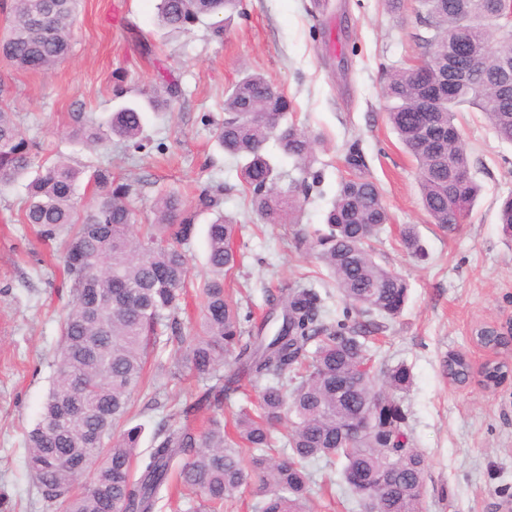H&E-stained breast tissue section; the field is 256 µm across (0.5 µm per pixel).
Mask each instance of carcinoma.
Here are the masks:
<instances>
[{
	"label": "carcinoma",
	"instance_id": "cac0c4a2",
	"mask_svg": "<svg viewBox=\"0 0 512 512\" xmlns=\"http://www.w3.org/2000/svg\"><path fill=\"white\" fill-rule=\"evenodd\" d=\"M79 0H11L0 54L26 71H48L68 57ZM239 0H160L158 18L172 32L188 33L201 18L235 9ZM420 22L433 29L424 40L420 81L413 67L386 74L384 93L391 101L389 121L415 159L423 206L436 226L455 232L472 210L479 186H461L452 170L470 168V158L456 135L427 141L422 116L435 112L444 127L458 128L461 107L484 112L503 141L512 142V88L503 89L502 58L512 55V36L498 32L491 0H423ZM471 48L476 67L458 79L451 97L432 89L448 78V45ZM182 97L177 83L112 112L107 125L75 116L74 133L99 146L112 137H141L144 112L170 108ZM291 102L260 74H247L224 100V122L216 142L242 160L243 179L252 209L268 224H284L298 208L294 194L276 186L277 172L265 155L274 139L282 153L310 171L317 138L289 125L275 129ZM348 175L339 183L327 212L326 229L310 241L348 304L344 319L326 321L320 295L299 282L279 289L272 299L277 314L258 324L230 301L224 281L241 263L232 243L240 224L218 215L207 225L208 276L200 286L204 305L197 334L188 336L179 319L183 290L190 276L184 250L195 234L196 211L215 210L218 198L206 191L196 206L175 192L154 201L155 221L135 223L133 184L112 179L104 168L88 178L96 202L81 212L76 198L83 171L63 159L38 157L37 145L0 106V186L27 180L21 220L48 239L65 235L64 270L71 301L54 355L55 378L40 421L27 436L26 467L46 503L59 502L64 512H158L172 478L201 496V512H223L224 501L243 485L261 486L255 512H308L313 494L307 463L337 458L349 489L376 501L379 512H420L424 494V456L410 446L405 414L395 392L411 381L409 368H389L382 386L374 384L366 339L380 329L372 315L397 317L408 299L406 280L376 260L373 242L389 213L377 184L364 174L358 143L344 157ZM401 243L414 255L422 248L414 228L401 232ZM172 347L176 378L183 368L213 385L196 403L173 412L189 417L203 406L221 407L234 381L219 374V365L234 357L242 372L259 386L258 409L239 411L234 432L224 431L213 416L200 428L159 423L150 448L138 451L141 427L129 426L132 395L144 384V370L159 347ZM455 384L471 378L467 359L457 354L443 365ZM509 371L493 361L482 382L493 387ZM358 392L340 393L349 380ZM368 424L356 434L355 419ZM293 416L291 432L278 438L283 418ZM100 436L88 444L89 433ZM81 458L94 466L90 481L75 489L84 475L68 461Z\"/></svg>",
	"mask_w": 512,
	"mask_h": 512
}]
</instances>
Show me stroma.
Masks as SVG:
<instances>
[{
	"mask_svg": "<svg viewBox=\"0 0 512 512\" xmlns=\"http://www.w3.org/2000/svg\"><path fill=\"white\" fill-rule=\"evenodd\" d=\"M158 0H82L70 55L45 73L23 71L0 56V104L15 112L44 154L64 156L138 189L139 223L151 222L159 193L194 202L221 190L220 209L241 229L234 247L245 260L228 277L227 293L255 315L268 295L301 279L315 288L331 317L345 302L299 229L323 228L324 214L346 174L344 155L358 143L366 174L379 186L391 221L380 253L405 277L402 314L382 320L370 339L372 374L405 364L411 384L400 399L415 448L425 457L422 512H506L512 505V378L497 389L461 387L444 375L448 355L481 359L472 336L481 325L512 317V236L498 222L512 195V143L498 139L483 112L464 108L458 125L481 195L458 231L442 233L424 211L418 171L392 129L381 93L386 72L421 58L426 35L404 0H241L237 10L169 36L157 21ZM263 74L290 100L288 121L320 138L311 166L317 177L294 223H264L249 206L233 157L217 148L224 95L243 71ZM177 82L175 110L145 115L143 149L113 140L108 150L72 138L74 114L106 119L121 103L143 100L163 79ZM25 189L0 191V512H42L26 468L27 433L40 420L54 371L51 361L70 300L62 275L61 240H46L22 223ZM415 226L426 250L413 257L400 244ZM171 359L149 362L148 387L133 396L136 423L149 448L163 404H191L203 386L193 372L168 378ZM321 487L310 512H360L341 481L340 464L311 463Z\"/></svg>",
	"mask_w": 512,
	"mask_h": 512,
	"instance_id": "obj_1",
	"label": "stroma"
}]
</instances>
